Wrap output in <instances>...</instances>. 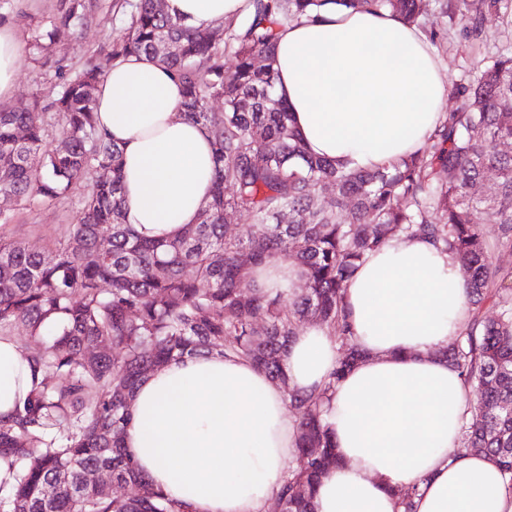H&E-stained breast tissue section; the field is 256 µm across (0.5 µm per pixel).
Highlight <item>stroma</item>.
Returning <instances> with one entry per match:
<instances>
[{
    "instance_id": "1",
    "label": "stroma",
    "mask_w": 512,
    "mask_h": 512,
    "mask_svg": "<svg viewBox=\"0 0 512 512\" xmlns=\"http://www.w3.org/2000/svg\"><path fill=\"white\" fill-rule=\"evenodd\" d=\"M427 7L418 27L428 39L441 66L446 88L467 83L494 57L512 53V14L493 6L492 0H466V13L480 12L478 33L469 32L459 16L442 13L438 0H426ZM61 0H0V22H12L25 48V63L17 76V88L8 103L20 107L34 92L51 97L57 91L55 69L41 65L35 45L39 33L50 29ZM121 16L102 8L88 16L76 37L53 45L51 55L69 70H79L95 55L105 35L118 31ZM85 191L77 186L65 199L38 201L26 206L0 196V211L11 213L13 224L0 230L7 239L51 248L65 241L73 224L78 201Z\"/></svg>"
}]
</instances>
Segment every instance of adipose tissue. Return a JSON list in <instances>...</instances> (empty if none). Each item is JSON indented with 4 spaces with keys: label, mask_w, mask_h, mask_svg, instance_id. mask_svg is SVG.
Masks as SVG:
<instances>
[{
    "label": "adipose tissue",
    "mask_w": 512,
    "mask_h": 512,
    "mask_svg": "<svg viewBox=\"0 0 512 512\" xmlns=\"http://www.w3.org/2000/svg\"><path fill=\"white\" fill-rule=\"evenodd\" d=\"M246 0H164L166 12L212 27ZM24 58L0 25V98L12 97ZM275 96L306 149L375 170L423 151L442 117L441 67L423 32L389 12L325 6L317 21L282 27ZM181 84L154 59L109 64L94 92L99 130L123 150L126 220L149 240L198 223L213 188L208 131L185 115ZM259 289L294 293L299 269L275 258L255 268ZM343 305L361 360L336 375L339 345L325 327L293 336L287 386L251 361L217 353L169 362L138 386L126 431L139 471L180 512H265L283 485L298 423L286 390L328 391L324 420L341 460L316 487L315 512H512V482L487 455L463 450L468 388L440 355L471 306L454 255L398 235L354 271ZM27 354L0 335V419L38 386Z\"/></svg>",
    "instance_id": "ef3b65f1"
}]
</instances>
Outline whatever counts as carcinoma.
Returning <instances> with one entry per match:
<instances>
[{
	"label": "carcinoma",
	"mask_w": 512,
	"mask_h": 512,
	"mask_svg": "<svg viewBox=\"0 0 512 512\" xmlns=\"http://www.w3.org/2000/svg\"><path fill=\"white\" fill-rule=\"evenodd\" d=\"M329 3L411 25L423 11V0H248L241 19L220 25L218 43L214 30L167 16L162 0H113L127 22L109 35L108 57L145 54L169 69L184 86L186 114L213 139L212 199L199 223L170 241L144 239L125 222L123 151L96 126L94 91L105 72L94 60L72 74L57 66L49 102L37 92L24 107L0 105L1 195L56 200L89 181L63 244L37 250L0 238V332L20 320L30 335L50 337L30 355L40 387L0 420V466L12 476L0 481V512H180L123 446L136 384L171 359L216 352L249 359L285 386L283 357L304 319L337 335L341 377L359 357L344 289L366 255L399 234L432 240L469 271L471 323L441 355L476 393L462 448L491 456L512 481V270L493 261L482 233L498 225L496 247L512 249V152L503 150L512 144V54L452 91L459 105L421 154L377 170L338 167L305 149L274 97L279 27L316 20ZM101 8V0H68L40 51ZM213 99L224 111L209 110ZM327 186L331 198L322 195ZM240 212L253 223L231 236L227 216ZM276 256L305 280L290 301L249 277ZM103 343L112 349L84 356ZM286 397L303 465L276 501L282 512H313L316 485L340 460L323 418L326 392ZM114 484L136 493L113 496L106 487Z\"/></svg>",
	"instance_id": "cac0c4a2"
}]
</instances>
